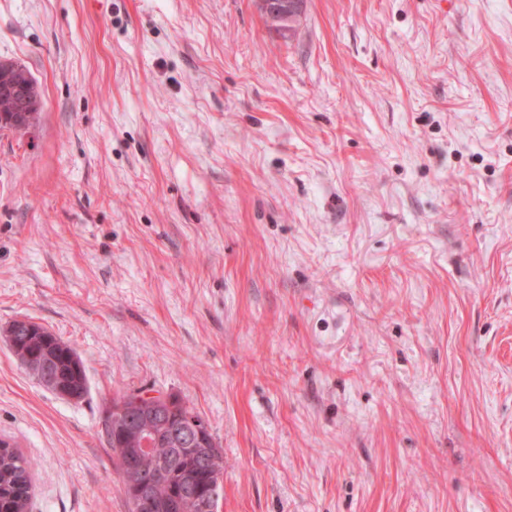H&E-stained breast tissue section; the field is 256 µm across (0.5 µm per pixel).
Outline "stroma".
Here are the masks:
<instances>
[{
    "label": "stroma",
    "instance_id": "35a3bbf8",
    "mask_svg": "<svg viewBox=\"0 0 512 512\" xmlns=\"http://www.w3.org/2000/svg\"><path fill=\"white\" fill-rule=\"evenodd\" d=\"M0 440L129 512L102 414L176 396L221 512H512V0H0ZM82 359L80 402L3 337ZM304 0H259V8L266 16L268 22L279 31L288 36L291 27L303 13ZM1 96H8L14 101L15 107L13 112L18 113L13 119L14 132L23 133L27 129L22 117L27 115V112H33L36 109L37 99L31 96L25 85L6 83L0 89ZM208 481L206 495L203 500V512H218L223 492V471L211 462L206 464Z\"/></svg>",
    "mask_w": 512,
    "mask_h": 512
}]
</instances>
